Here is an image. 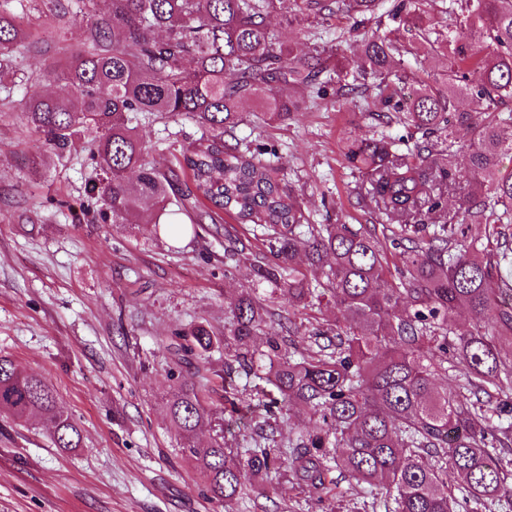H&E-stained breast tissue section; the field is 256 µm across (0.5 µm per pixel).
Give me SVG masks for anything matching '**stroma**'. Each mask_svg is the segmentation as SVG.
<instances>
[{"mask_svg":"<svg viewBox=\"0 0 512 512\" xmlns=\"http://www.w3.org/2000/svg\"><path fill=\"white\" fill-rule=\"evenodd\" d=\"M23 22L34 42L15 55L14 89L0 90V355L52 382L81 430L82 446L55 447L36 417L0 420V512H372L371 496L344 477L328 496L275 474L226 505L206 495L181 452L166 400L181 377L223 372L229 357L219 350L205 362H186L176 351V331L201 322L223 336L247 292L276 318L289 316L290 331L276 318L266 330L283 347L303 352L313 328L335 326L338 310L326 300L292 312L277 291L256 283L251 258L274 254L252 225L230 218L173 240L148 224L131 234L95 220L85 194L95 176L87 152L78 147L62 160L43 152L22 103L34 93L66 94L64 82L48 83L42 73L81 43L72 26L40 11L27 12ZM269 22L301 52L319 40L351 62L372 34L403 44L415 39L413 28L385 14L357 28L341 15L321 28L313 19H291L282 0ZM241 111L238 136L271 150V163L310 223L381 224L359 204L367 184L346 168L343 149L347 139L380 132L409 148L411 129L385 115L368 116L359 97L335 87L285 123L268 121L255 101ZM137 125L148 160L161 166L170 150L201 134L183 116L142 115ZM60 199L67 207H57ZM232 242L241 255L225 256ZM259 426L232 422L218 403L196 444L207 446L219 427L225 447L240 453L253 446Z\"/></svg>","mask_w":512,"mask_h":512,"instance_id":"1","label":"stroma"}]
</instances>
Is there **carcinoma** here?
<instances>
[{
    "mask_svg": "<svg viewBox=\"0 0 512 512\" xmlns=\"http://www.w3.org/2000/svg\"><path fill=\"white\" fill-rule=\"evenodd\" d=\"M42 2L72 26L86 49L47 72L68 86L65 97L33 94L24 118L44 152L63 158L78 141L97 170L88 189L105 223L133 230L152 224L173 235L224 216L253 224L268 237L278 261L252 264L254 276L279 291L288 309L312 307L330 296L339 308L336 329L311 335L317 350L289 352L278 337L260 336L272 317L245 294L238 300L225 343L238 349L239 367L252 368L259 347L267 367L258 407L272 417L300 405L318 417L293 453L270 446L243 455L224 448L219 432L209 446L193 438L210 422L218 389L183 378L169 401L172 426L184 440L211 498L231 502L270 470L287 482L333 492L338 469L349 481L393 500L394 512H459L512 495V423L492 425L489 413L512 415V366L498 341L512 338V245L458 239L456 225L512 224V0H393L392 17L421 31L443 58V73L425 79L405 66L419 48L386 35L362 45L354 93L391 113L420 139L402 153L385 135L348 140L344 161L368 177L370 202L405 240L404 269L389 273L380 238L364 226L310 224L264 148L234 135L240 104L252 98L284 123L302 102L283 87H345L347 68L331 56L302 54L270 28L275 0H106L101 15L78 16L62 0ZM0 0V89L14 73L11 57L31 33L22 16ZM293 15L328 21L338 15L374 17L386 0H289ZM370 78L372 84L363 80ZM471 101L464 109L462 100ZM137 113L185 115L202 130L195 145L172 154L161 168L131 126ZM465 154L480 191L460 205L457 224H438L454 180L451 164L435 158ZM303 254L313 267L331 260L325 287L297 271ZM465 307L473 322L454 348L458 387L440 390L435 374L448 362V325ZM183 349L202 358L220 342L203 324L181 331ZM224 404L240 412L231 378L221 377ZM499 397L492 404L491 391ZM37 415L56 447H81L76 420L44 379L0 355V416L22 423ZM341 449L329 459L324 448ZM458 484L448 488V470Z\"/></svg>",
    "mask_w": 512,
    "mask_h": 512,
    "instance_id": "obj_1",
    "label": "carcinoma"
}]
</instances>
